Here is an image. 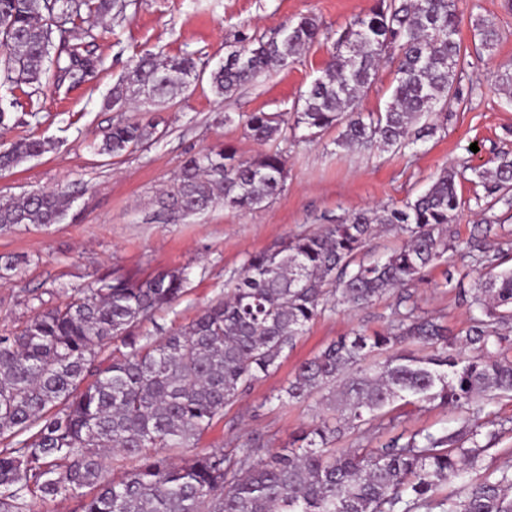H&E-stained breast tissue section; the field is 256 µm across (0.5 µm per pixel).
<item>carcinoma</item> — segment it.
<instances>
[{
  "mask_svg": "<svg viewBox=\"0 0 512 512\" xmlns=\"http://www.w3.org/2000/svg\"><path fill=\"white\" fill-rule=\"evenodd\" d=\"M119 0H0V87L39 85L45 63L55 82L85 81L99 61L81 51L83 24L108 15ZM459 0H373L337 42L321 75L291 112H253L246 126L260 144L290 136L312 140L340 129L336 146L362 153L402 149L436 133L424 115L448 119L460 101L464 56ZM475 30L493 55L500 41L483 19ZM321 26L302 16L271 36H248L211 69L190 55L138 57L108 99L145 113L177 98L209 74L221 99L288 68L319 41ZM395 64L385 110L361 112L358 101L381 62ZM155 133L153 121L117 123L99 151L121 156ZM55 149L50 139L0 144V170ZM279 149L252 157L231 145L190 157L159 208L195 214L222 202L240 211L262 207L287 177ZM470 182L498 202L512 190V158L470 168ZM465 171L443 169L402 206L355 212L302 231L275 250L251 254L224 299L159 340L134 328L185 293L187 274L166 269L145 279L105 274L65 300L40 307L0 335V512H33L38 503L79 500L80 512H512V467L488 471L486 451L506 432L486 410L512 394V243L476 240L462 258L485 270L465 293L469 325L454 334L421 315L409 289L457 251L450 233ZM72 202L63 189L0 200V232L18 224L59 223ZM378 229L404 244L385 258L359 257ZM24 264L0 255V279ZM395 294L381 331L356 330L302 362L284 390L301 403L321 394L334 414L293 436L288 451L213 448L181 464L164 451L195 446L252 382L279 366L309 325L326 313L356 310ZM119 343L121 348H112ZM398 401L452 406L467 413L451 431L388 437L378 448L336 443L386 430L382 417ZM135 457L121 476L103 477V457ZM460 484L449 494L445 487Z\"/></svg>",
  "mask_w": 512,
  "mask_h": 512,
  "instance_id": "cac0c4a2",
  "label": "carcinoma"
}]
</instances>
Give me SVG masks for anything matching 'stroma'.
<instances>
[{
    "label": "stroma",
    "mask_w": 512,
    "mask_h": 512,
    "mask_svg": "<svg viewBox=\"0 0 512 512\" xmlns=\"http://www.w3.org/2000/svg\"><path fill=\"white\" fill-rule=\"evenodd\" d=\"M372 0H126L122 16L109 26L94 25L83 38L85 53L99 60L97 72L81 84L56 86L45 74L42 87L0 88V106L13 123L11 138L53 139L50 153L0 172V197L69 186L75 201L65 218L46 228L18 226L0 233V254L26 261L21 272L0 280V331L13 329L40 304H54L72 290L111 272L140 278L160 269L190 273L186 294L172 307L144 321L140 332L152 339L189 323L210 303L223 299L249 254L275 249L289 236L313 230L359 210L402 205L424 191L441 168L469 162L488 166L501 154L512 155V98L495 87L502 67L512 66V0H464L459 37L465 54L463 78L474 86L468 100L455 106L446 128L417 151L389 150L357 154L336 147L335 131L308 142L289 139L288 176L283 191L265 206L236 211L215 205L182 215L160 212L156 198L170 186L193 154L233 145L242 156L262 147L245 126L253 112L290 111L320 75L340 32L364 15ZM321 24L320 44L301 52L295 62L266 79L242 87L227 100L200 83L153 112L158 127L142 148L121 157L98 154L102 134L118 122L141 119L129 106L108 105L113 85L132 59L149 53L158 58L194 55L215 65L227 44L242 36L270 35L298 17ZM484 19L503 37L493 55L479 53L476 20ZM231 123H224V115ZM464 205L451 225L459 242L485 231L512 233V206L485 211L477 189L461 186ZM478 269L458 255L432 269L414 295L423 311L441 316L452 330L468 324L459 289L473 288ZM392 295L356 312L318 318L273 373L256 380L240 402L203 434L194 449L282 448L292 434L312 423L323 408L316 400L276 403L304 360L337 337L364 329H382L390 316ZM458 411L410 407L397 429H454Z\"/></svg>",
    "instance_id": "1"
}]
</instances>
